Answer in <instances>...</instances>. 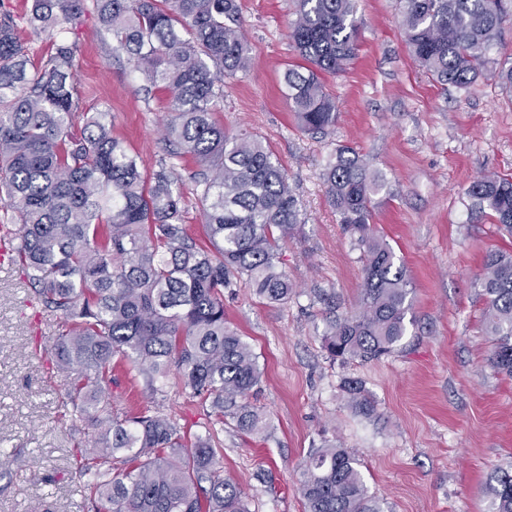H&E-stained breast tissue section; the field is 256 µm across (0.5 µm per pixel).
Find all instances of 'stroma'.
Returning <instances> with one entry per match:
<instances>
[{
  "label": "stroma",
  "instance_id": "stroma-1",
  "mask_svg": "<svg viewBox=\"0 0 512 512\" xmlns=\"http://www.w3.org/2000/svg\"><path fill=\"white\" fill-rule=\"evenodd\" d=\"M251 47L246 72L224 80L217 118L233 133L260 137L288 175L305 221L283 246L296 291L270 304L237 281L224 291V313L264 371L250 402L269 422L264 436L225 426L220 463L246 493L251 512H306L301 472L322 441L356 452L363 479L385 512H487L483 486L512 465V379L488 364L484 305L474 276L486 251L512 252V234L491 218L470 222L466 191L485 175H512V93L494 79L470 89L443 88L416 65L397 19L396 0H355L361 22L356 58L324 79L338 106L328 133L299 128L283 75L299 57L290 39L294 0H240ZM77 43L79 109L108 111L112 132L148 170L173 167L190 233L204 238L203 166L174 157L164 140L170 95L146 89L98 21L94 0L65 32ZM341 145L356 149L390 188L376 197L372 222L403 261L413 292L402 347L368 363L331 362L322 348L325 306L335 293L355 309L363 282L358 250L329 205L322 169ZM59 316L32 299L21 271L0 268V512H90L72 450L93 432L63 417L65 377L40 347L58 333ZM360 379L377 416L357 415L342 390ZM113 412L155 403L180 425L204 422L201 407L174 383L152 394L118 365L108 390Z\"/></svg>",
  "mask_w": 512,
  "mask_h": 512
}]
</instances>
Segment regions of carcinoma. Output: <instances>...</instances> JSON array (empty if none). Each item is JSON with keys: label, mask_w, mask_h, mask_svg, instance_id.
<instances>
[{"label": "carcinoma", "mask_w": 512, "mask_h": 512, "mask_svg": "<svg viewBox=\"0 0 512 512\" xmlns=\"http://www.w3.org/2000/svg\"><path fill=\"white\" fill-rule=\"evenodd\" d=\"M115 50L147 86L170 93L165 135L176 155L203 167L205 241L184 223L172 170L152 172L112 135V115L78 111L79 47L58 35L83 0H31L27 23L50 42L32 64L10 13L0 14V192L13 210L15 265L42 310L65 329L46 349L72 375L64 406L98 433L80 455L93 512H249L224 477L218 431L245 434L268 424L246 397L262 372L251 346L224 318V289L243 281L269 303L296 285L282 269V246L303 234L298 201L273 152L256 135H230L213 106L224 77L246 71L250 49L238 0H95ZM398 21L417 65L436 83L466 90L488 74L512 90V57L500 58L507 0H397ZM290 38L306 65L284 73L288 107L308 132L336 125V100L321 75L343 72L358 51L355 0H296ZM330 205L361 252L364 278L355 311L333 303L322 342L329 359L370 362L393 354L407 335L412 304L406 268L373 225L382 174L350 146L328 159ZM470 219L490 217L512 233V177L487 176L467 190ZM492 336L495 373L512 378V254L491 250L475 277ZM126 364L145 386L170 372L210 407L191 433L152 405L123 418L101 413L112 365ZM348 404L366 418L376 406L359 379L346 378ZM355 453L326 441L306 464V512H384ZM489 512H512V467L485 484Z\"/></svg>", "instance_id": "obj_1"}]
</instances>
